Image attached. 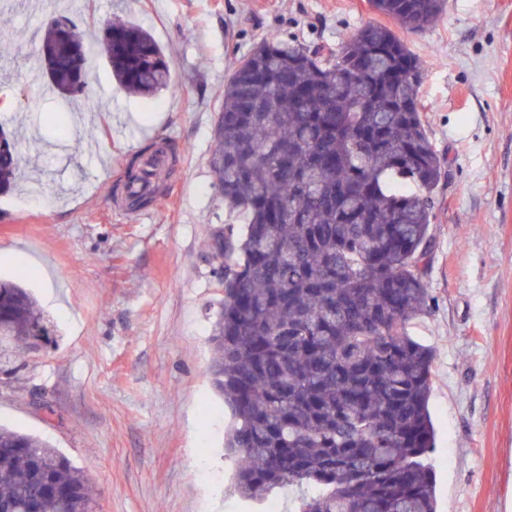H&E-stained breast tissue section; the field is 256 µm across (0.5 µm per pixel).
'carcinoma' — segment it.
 Instances as JSON below:
<instances>
[{"mask_svg":"<svg viewBox=\"0 0 512 512\" xmlns=\"http://www.w3.org/2000/svg\"><path fill=\"white\" fill-rule=\"evenodd\" d=\"M420 30L447 0H369ZM39 54L52 91L87 94L67 19ZM101 53L126 92L174 88L154 36L106 20ZM423 68L385 25L339 48L269 35L224 84L210 165L228 227L212 233L223 297L208 341L214 389L236 425L234 490H298L294 512H436L428 404L434 352L407 334L428 306L441 165L420 104ZM20 155L0 153V193ZM0 372L54 330L35 298L0 281ZM0 512H96L91 482L48 442L0 426Z\"/></svg>","mask_w":512,"mask_h":512,"instance_id":"carcinoma-1","label":"carcinoma"}]
</instances>
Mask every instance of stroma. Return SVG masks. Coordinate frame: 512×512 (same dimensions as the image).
<instances>
[{
	"mask_svg": "<svg viewBox=\"0 0 512 512\" xmlns=\"http://www.w3.org/2000/svg\"><path fill=\"white\" fill-rule=\"evenodd\" d=\"M66 16L89 40L119 17L149 29L176 92L121 90L92 57L80 118L60 133L37 45ZM22 52L0 50V121L24 170L0 195V279L32 291L54 342L0 380V424L39 436L81 469L98 512H241L199 467L232 472L231 410L209 378L220 294L209 243L223 225L210 158L224 85L270 33L340 46L391 25L368 0H0ZM397 36L421 60L428 135L446 172L435 199L429 309L408 327L434 351L428 462L437 512H512V0H448ZM166 140L176 162L146 208L119 212L128 161ZM80 151H73L74 142Z\"/></svg>",
	"mask_w": 512,
	"mask_h": 512,
	"instance_id": "obj_1",
	"label": "stroma"
}]
</instances>
